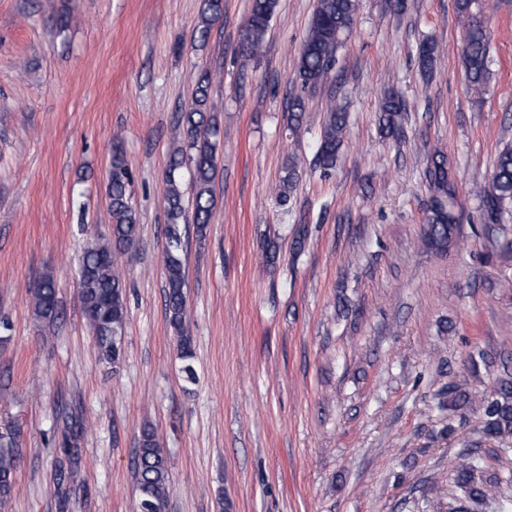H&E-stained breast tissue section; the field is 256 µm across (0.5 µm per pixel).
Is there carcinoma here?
<instances>
[{"label": "carcinoma", "instance_id": "cac0c4a2", "mask_svg": "<svg viewBox=\"0 0 512 512\" xmlns=\"http://www.w3.org/2000/svg\"><path fill=\"white\" fill-rule=\"evenodd\" d=\"M475 0H456L459 15L466 20V35L461 49L470 91L482 97L489 91L490 36L482 19L473 12ZM278 6V0H252L251 16L244 31L239 55L249 59L259 53ZM358 9V0H316V5L304 36L296 81L302 88L314 90L327 81L336 66L337 55L347 39ZM223 13V0H201L195 34L207 38L211 27ZM441 57L435 42L422 43L417 51L420 67L433 69ZM211 76H199L193 102L181 114L175 127L177 146L170 157L165 175L167 212V247L164 257L166 311L171 329L176 335L179 358L184 362L187 380H194L192 338L186 325V258L182 221L185 219L184 192L180 171L191 166V206L196 234L206 236L214 208V179L216 174V136L218 128L210 115ZM293 125L298 133L306 112L305 99L294 96L289 101ZM406 104L391 92L379 105L380 127L387 138L397 139L403 133V112ZM348 114L345 108L330 102L321 131L317 163L324 171L336 167ZM432 193L427 209L423 240L437 251H444L451 241L461 211L455 187L448 176V158L437 150L431 156L426 171ZM298 178V159L293 157L284 169L278 192L279 203L288 204L291 189ZM132 174L123 155L115 150L108 179V196L112 217L111 238L96 241L83 252L79 267V297L89 335L101 360L112 362L119 353L127 323L125 284L119 272L115 253L133 249L139 242V225L132 201ZM481 211L485 223L504 227L512 223V148L506 147L495 159ZM31 305L35 317L46 329L53 328L58 318L57 288L54 279L46 275L34 286ZM483 422L481 433L504 445L512 452V384L504 383L495 393L481 399ZM69 433L62 448L57 496L59 508H66L70 483L75 481L80 462L78 441L85 432L82 420L73 418L67 423ZM19 449L12 444L0 446V509L12 498L16 485ZM171 461L159 441L154 426L147 422L140 431L139 447L134 459L135 489L138 512H166L171 492ZM479 460L472 453L459 457L455 466V484L464 498L493 512H508L512 499L501 495V480L476 481Z\"/></svg>", "mask_w": 512, "mask_h": 512}]
</instances>
